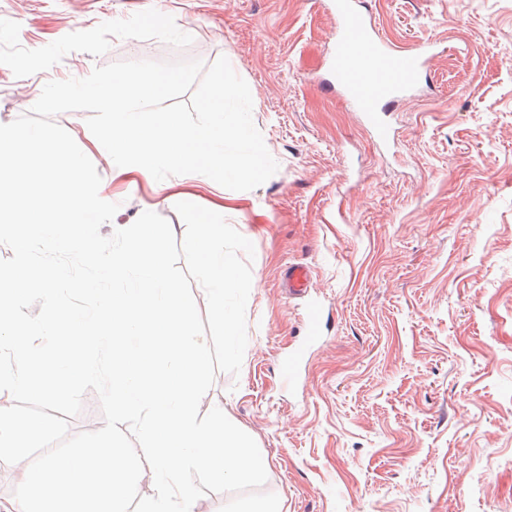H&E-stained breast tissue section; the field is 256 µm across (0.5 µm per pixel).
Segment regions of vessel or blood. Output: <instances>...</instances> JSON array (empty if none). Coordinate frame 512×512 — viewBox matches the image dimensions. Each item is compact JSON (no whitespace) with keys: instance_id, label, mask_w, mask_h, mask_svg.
Wrapping results in <instances>:
<instances>
[{"instance_id":"vessel-or-blood-1","label":"vessel or blood","mask_w":512,"mask_h":512,"mask_svg":"<svg viewBox=\"0 0 512 512\" xmlns=\"http://www.w3.org/2000/svg\"><path fill=\"white\" fill-rule=\"evenodd\" d=\"M357 6L358 0H335L337 36L331 77L324 88L340 93L384 140L389 135L390 106L416 90L431 49L409 50L390 44L372 21L359 14ZM311 279L309 268L293 265L285 270L283 284L289 293L301 294Z\"/></svg>"}]
</instances>
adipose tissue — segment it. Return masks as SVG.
I'll return each instance as SVG.
<instances>
[{
	"instance_id": "obj_1",
	"label": "adipose tissue",
	"mask_w": 512,
	"mask_h": 512,
	"mask_svg": "<svg viewBox=\"0 0 512 512\" xmlns=\"http://www.w3.org/2000/svg\"><path fill=\"white\" fill-rule=\"evenodd\" d=\"M184 209L196 216V232L187 245L196 255L208 292L212 312L224 334V350L233 353L238 345V296L241 283L232 256L244 246L243 239L230 238L224 223V206L213 203L207 209H199L194 192H180Z\"/></svg>"
}]
</instances>
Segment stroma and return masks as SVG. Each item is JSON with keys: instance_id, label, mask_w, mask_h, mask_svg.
<instances>
[{"instance_id": "35a3bbf8", "label": "stroma", "mask_w": 512, "mask_h": 512, "mask_svg": "<svg viewBox=\"0 0 512 512\" xmlns=\"http://www.w3.org/2000/svg\"><path fill=\"white\" fill-rule=\"evenodd\" d=\"M361 12L437 51L387 147L318 86L336 36L326 0H0V121L42 81L226 57L278 170L249 191L190 180L252 242L256 282L240 373H216L201 412L223 403L256 441L286 512H512V0ZM93 163L122 221L150 206L179 223L149 183ZM291 264L311 270L306 297L283 291Z\"/></svg>"}]
</instances>
